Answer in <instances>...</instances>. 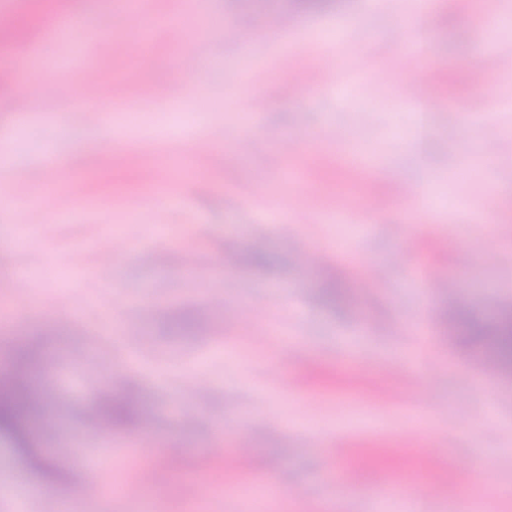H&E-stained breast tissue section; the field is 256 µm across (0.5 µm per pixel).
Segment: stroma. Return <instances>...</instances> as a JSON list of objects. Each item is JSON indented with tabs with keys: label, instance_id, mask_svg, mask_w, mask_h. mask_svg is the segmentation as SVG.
Instances as JSON below:
<instances>
[{
	"label": "stroma",
	"instance_id": "35a3bbf8",
	"mask_svg": "<svg viewBox=\"0 0 512 512\" xmlns=\"http://www.w3.org/2000/svg\"><path fill=\"white\" fill-rule=\"evenodd\" d=\"M151 6L175 15L186 37L175 46L155 32L147 66L123 47L100 55L92 45L133 30L120 0H54L30 26L33 56L0 43V73L44 77L29 110L0 112V183L30 175L22 207L0 210V283L21 271L26 287L0 290V354L50 338L43 373L56 383L55 419L39 446L49 465L83 459L49 483L0 442V512H127L113 489L130 482L122 461L133 455L152 471L142 491L154 512H243L281 477L280 512H512V374L483 368L446 335L426 288L441 269L465 305L489 316L512 296V173L481 151L512 144V74L496 62L512 57V28L490 41L481 28L487 15L512 16V0H432L426 96L443 75H481L435 108L403 98L400 14L388 0H340L291 30L265 27L266 0ZM67 15L79 21L68 45L43 41ZM326 28L341 29L340 42L316 39ZM287 47L315 57L314 68L279 70ZM187 54L206 69L181 70ZM89 65L105 93L97 124L55 92L79 85ZM258 92L267 104L255 111ZM475 97L483 116L466 107ZM144 139L153 150L128 165ZM256 139L265 150L250 149ZM288 139L299 146L291 156L280 151ZM352 147L365 163L346 159ZM143 168L160 170L171 203L157 202ZM422 180L426 224L398 194ZM309 194L323 205L307 223L278 220ZM489 213L494 239L484 234ZM118 232L134 247L99 274V246ZM257 246L273 263L225 268L226 251ZM328 281L347 287L340 307L319 297ZM179 313L209 314L212 334L173 332ZM106 376L138 392L150 447L88 427L90 391ZM237 436L248 458L235 454ZM168 448L180 449L178 467ZM89 473L103 477L91 505L80 492ZM429 477L424 497L383 502L372 485ZM23 482L39 495L15 497Z\"/></svg>",
	"mask_w": 512,
	"mask_h": 512
}]
</instances>
